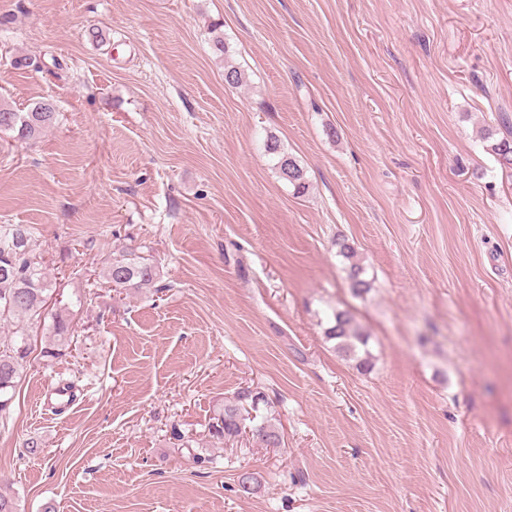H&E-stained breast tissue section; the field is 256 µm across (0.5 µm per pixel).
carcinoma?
<instances>
[{"label": "carcinoma", "instance_id": "obj_1", "mask_svg": "<svg viewBox=\"0 0 512 512\" xmlns=\"http://www.w3.org/2000/svg\"><path fill=\"white\" fill-rule=\"evenodd\" d=\"M56 120V107L49 99L39 100L26 112H18L0 103V132H12L19 140H32ZM268 152L277 158L276 168L282 179L295 191L308 189L304 171L297 160L280 149L277 143L268 144ZM492 152L504 166H512V139L503 138L492 145ZM102 276L116 290L154 288L158 268L148 258L129 252L119 258L106 259ZM48 282L40 262L33 257V245L28 227L23 224L0 225V321H33L42 317L47 303ZM72 337L70 315L57 313L53 317L52 343L44 354L57 358L61 347ZM327 338L336 341V349L348 356L356 354L358 345L366 344L365 337L354 325L353 317L345 312L334 313V324ZM30 348L24 327H16L8 336H0V412L9 409L18 379L24 372ZM256 403L259 397L249 391L238 394L236 405H226L218 412L210 430L218 439L241 433L244 416L239 403Z\"/></svg>", "mask_w": 512, "mask_h": 512}]
</instances>
